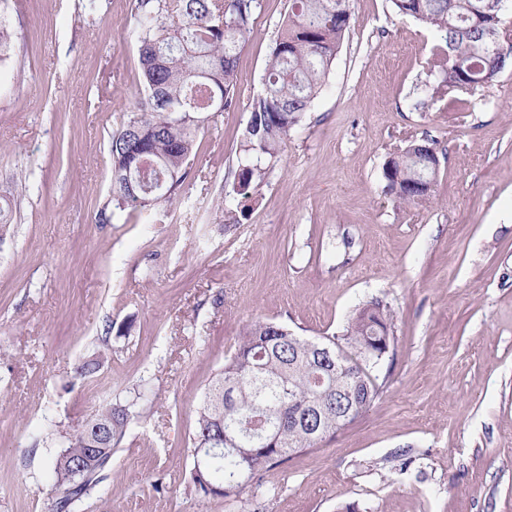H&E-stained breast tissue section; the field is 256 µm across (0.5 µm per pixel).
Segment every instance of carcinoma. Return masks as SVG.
Segmentation results:
<instances>
[{"label":"carcinoma","mask_w":512,"mask_h":512,"mask_svg":"<svg viewBox=\"0 0 512 512\" xmlns=\"http://www.w3.org/2000/svg\"><path fill=\"white\" fill-rule=\"evenodd\" d=\"M499 2L392 0L395 13L435 29L444 42L434 52L440 79L418 105L471 93L503 71L507 57L492 55L493 42L502 38ZM258 7L259 0H133L143 97L111 136L110 193L117 204L151 211L186 179L195 147L192 114L222 112L239 101L238 53ZM351 21L350 0H292L263 89L248 97L250 160L233 185L240 199L253 197L262 160L277 158L303 121ZM435 154V142L424 138L391 155L383 166L387 191L403 203L429 200L428 185L438 175L429 162ZM339 343L350 360L328 367L316 361V346ZM395 354L394 316L377 299L356 309L340 336H300L268 320L248 324L198 408L188 486L207 502L241 499L264 474L328 438L304 427L313 408L339 415L337 431L366 411L381 393L370 369ZM352 400L360 410L340 416ZM131 417L128 404L102 405L51 457L54 512H69L91 489L106 501L112 497L106 472ZM99 422L111 426L112 441L77 470L87 431Z\"/></svg>","instance_id":"obj_1"}]
</instances>
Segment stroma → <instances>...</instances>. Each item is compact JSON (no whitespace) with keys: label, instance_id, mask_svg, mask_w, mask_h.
I'll return each mask as SVG.
<instances>
[{"label":"stroma","instance_id":"35a3bbf8","mask_svg":"<svg viewBox=\"0 0 512 512\" xmlns=\"http://www.w3.org/2000/svg\"><path fill=\"white\" fill-rule=\"evenodd\" d=\"M9 0L0 66V512H48V465L95 407L128 403L110 502L71 512H249L187 488L196 411L250 321L340 335L394 314L379 398L281 465L265 512H512V65L420 108L436 31L390 0L353 19L303 122L230 189L245 106L207 112L189 175L146 212L111 202L110 140L140 93L132 0ZM289 0H260L237 84L259 93ZM436 142L433 198L398 202L385 161ZM102 361L90 378L76 369ZM162 489H154L155 480Z\"/></svg>","mask_w":512,"mask_h":512}]
</instances>
